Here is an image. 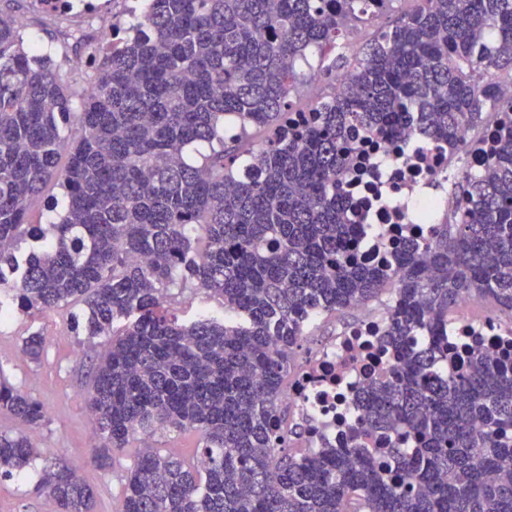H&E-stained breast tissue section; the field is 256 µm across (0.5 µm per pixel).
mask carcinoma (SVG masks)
<instances>
[{
	"mask_svg": "<svg viewBox=\"0 0 512 512\" xmlns=\"http://www.w3.org/2000/svg\"><path fill=\"white\" fill-rule=\"evenodd\" d=\"M149 0L88 63L93 93L32 55L0 17V316L82 305L93 460L169 429L199 435L191 465L152 446L127 470L119 512H512V355L463 344L448 372V313L491 298L512 319V132L483 169L444 176L462 208L398 258L390 367L344 448L296 452L282 404L304 325L379 297L385 269L357 258L340 201L349 142L416 129L434 145L512 110V0H420L350 57L341 39L390 0ZM320 77L288 135L291 97ZM78 128L73 139L69 132ZM250 127L268 129L242 150ZM67 154L64 170L58 159ZM67 205L29 224L54 180ZM193 288L183 324L164 302ZM31 333L22 353L36 359ZM0 478L37 467L45 406L0 367ZM55 512H92L69 466L40 467ZM174 293V301L171 302V305L168 307L169 312L174 314L180 321L189 322L195 319L197 313L203 307H209L216 311H222L221 305L211 299H207L206 296L192 289H185L180 293V291L175 288Z\"/></svg>",
	"mask_w": 512,
	"mask_h": 512,
	"instance_id": "obj_1",
	"label": "carcinoma"
}]
</instances>
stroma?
<instances>
[{"mask_svg":"<svg viewBox=\"0 0 512 512\" xmlns=\"http://www.w3.org/2000/svg\"><path fill=\"white\" fill-rule=\"evenodd\" d=\"M130 0H108L96 13L81 18L49 14L34 8L31 0H0V14L24 16L25 43L39 46L53 64L67 72L74 88L86 86L85 61L97 50L104 24H123ZM70 309L36 315H19L0 324V366L10 382L42 402L48 425L36 437L40 451L53 461H63L78 470L95 489L93 512H119L127 469L137 451L129 446L116 453L109 469L91 459L95 444L86 410V355L93 346L69 331ZM40 333L44 350L33 362L20 351L29 333ZM35 473L0 481V512H54L52 502L35 494Z\"/></svg>","mask_w":512,"mask_h":512,"instance_id":"1","label":"stroma"}]
</instances>
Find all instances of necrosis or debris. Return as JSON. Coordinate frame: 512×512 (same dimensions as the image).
Wrapping results in <instances>:
<instances>
[{
  "label": "necrosis or debris",
  "mask_w": 512,
  "mask_h": 512,
  "mask_svg": "<svg viewBox=\"0 0 512 512\" xmlns=\"http://www.w3.org/2000/svg\"><path fill=\"white\" fill-rule=\"evenodd\" d=\"M405 142V137L387 135L359 144L345 174L355 221L368 229L359 239V251L371 261L392 260L403 239L431 236L460 205L458 195L439 192L436 182L455 166V149L433 146L414 154ZM473 306L466 297L453 312L452 338L512 339V328L496 318L472 319ZM385 322L383 307L356 305L353 320L309 349L294 370L284 400L302 431L303 447L345 446L349 424L363 411L364 391L387 367Z\"/></svg>",
  "instance_id": "4bbe7bcc"
}]
</instances>
